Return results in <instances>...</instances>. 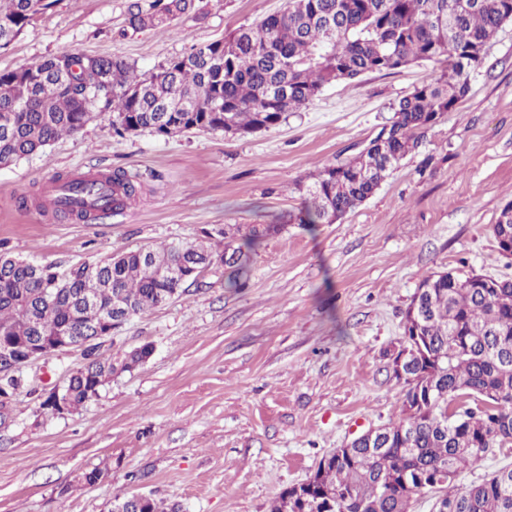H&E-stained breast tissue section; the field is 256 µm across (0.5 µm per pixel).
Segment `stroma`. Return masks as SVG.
Returning a JSON list of instances; mask_svg holds the SVG:
<instances>
[{
	"label": "stroma",
	"instance_id": "stroma-1",
	"mask_svg": "<svg viewBox=\"0 0 512 512\" xmlns=\"http://www.w3.org/2000/svg\"><path fill=\"white\" fill-rule=\"evenodd\" d=\"M285 0H201L167 26L126 28L129 0H56L8 49L0 70L62 54L120 57L138 73L224 38ZM431 65L331 84L306 109L246 137L115 135L97 115L44 152L0 167V252L69 266L179 241L223 250L224 225L269 224L299 203L310 172L355 155ZM445 114L362 205L333 224H287L249 260L242 288L210 266L182 296L126 321L102 344L154 353L71 414L41 407L83 362L60 351L19 370L0 416V512H110L143 494L180 512H269L319 461L397 420L390 364L421 280L475 269L512 278L492 233L512 202V22ZM124 170L139 195L104 222L57 218L36 199L56 174ZM27 206H20V199ZM101 467L96 484L84 472Z\"/></svg>",
	"mask_w": 512,
	"mask_h": 512
}]
</instances>
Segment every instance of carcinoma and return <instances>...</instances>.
I'll list each match as a JSON object with an SVG mask.
<instances>
[{
    "mask_svg": "<svg viewBox=\"0 0 512 512\" xmlns=\"http://www.w3.org/2000/svg\"><path fill=\"white\" fill-rule=\"evenodd\" d=\"M52 0H0V49ZM198 10L196 0H130L134 31L168 24ZM512 22V0H287V6L222 40L192 46L188 62L174 58L147 75L119 57L61 55L0 72V166L43 151L81 130L95 112L112 113L118 136L152 130L163 136L191 130L252 134L278 125L288 112L310 106L324 86L365 73L394 74L414 63L437 76L393 107L381 144L367 155L327 165L298 186L301 202L289 224H333L380 187L412 154L435 117L455 109L469 90L467 61ZM189 102L192 112H166ZM65 207L55 215L102 221L138 190L127 173L58 175ZM492 227L497 246L512 245V219ZM280 224H254L218 252L195 245L122 250L95 263L60 269L0 253V344L46 340L69 329L78 336L117 315H142L186 292L175 277L206 261L224 264L225 287L240 288L250 255ZM62 294L49 296L51 284ZM407 308L400 349L410 360L399 417L382 441L355 443L325 456L305 482L283 490L270 512H410L411 502L437 495L436 512H512V467L478 484L455 485L458 475L493 451L512 445V279L483 288L462 272L429 275ZM143 344L121 357L99 345L66 383L78 410L112 375L146 361ZM113 512H177L155 499L125 496Z\"/></svg>",
    "mask_w": 512,
    "mask_h": 512,
    "instance_id": "carcinoma-1",
    "label": "carcinoma"
}]
</instances>
